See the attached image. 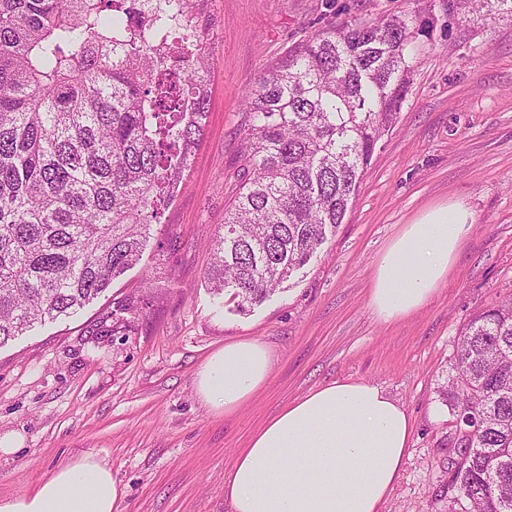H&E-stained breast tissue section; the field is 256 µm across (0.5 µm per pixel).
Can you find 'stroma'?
<instances>
[{"instance_id": "stroma-1", "label": "stroma", "mask_w": 512, "mask_h": 512, "mask_svg": "<svg viewBox=\"0 0 512 512\" xmlns=\"http://www.w3.org/2000/svg\"><path fill=\"white\" fill-rule=\"evenodd\" d=\"M432 18L416 44L393 131L377 144L335 234L283 290L247 313L213 293L209 243L242 178L245 90L288 47L331 22ZM210 103L186 185L140 263L77 314L0 347V497L35 492L90 454L124 490L120 512H230L224 475L288 403L338 379L381 387L413 419L408 456L382 512H442L455 418L440 396L467 321L512 297V14L452 11L448 0H208ZM463 202L471 224L454 271L410 317L369 306L376 265L427 206ZM272 353L265 385L212 412L195 377L225 343Z\"/></svg>"}]
</instances>
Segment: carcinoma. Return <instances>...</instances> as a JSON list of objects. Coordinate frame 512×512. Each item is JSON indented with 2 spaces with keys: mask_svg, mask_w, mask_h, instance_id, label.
Returning a JSON list of instances; mask_svg holds the SVG:
<instances>
[{
  "mask_svg": "<svg viewBox=\"0 0 512 512\" xmlns=\"http://www.w3.org/2000/svg\"><path fill=\"white\" fill-rule=\"evenodd\" d=\"M0 0V346L134 267L179 192L209 109L206 0ZM418 13L314 31L243 98L245 179L208 279L246 312L343 223L410 85ZM448 512H512V300L466 325Z\"/></svg>",
  "mask_w": 512,
  "mask_h": 512,
  "instance_id": "cac0c4a2",
  "label": "carcinoma"
}]
</instances>
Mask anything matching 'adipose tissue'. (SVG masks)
<instances>
[{
    "label": "adipose tissue",
    "mask_w": 512,
    "mask_h": 512,
    "mask_svg": "<svg viewBox=\"0 0 512 512\" xmlns=\"http://www.w3.org/2000/svg\"><path fill=\"white\" fill-rule=\"evenodd\" d=\"M473 222L455 201L405 226L379 261L370 307L390 323L421 308L447 279ZM269 349L226 343L200 368L203 403L231 413L268 380ZM411 417L376 385L337 380L283 408L251 438L224 476L233 512H380L405 462ZM112 470L88 455L51 471L29 495L0 498V512H119Z\"/></svg>",
    "instance_id": "1"
}]
</instances>
